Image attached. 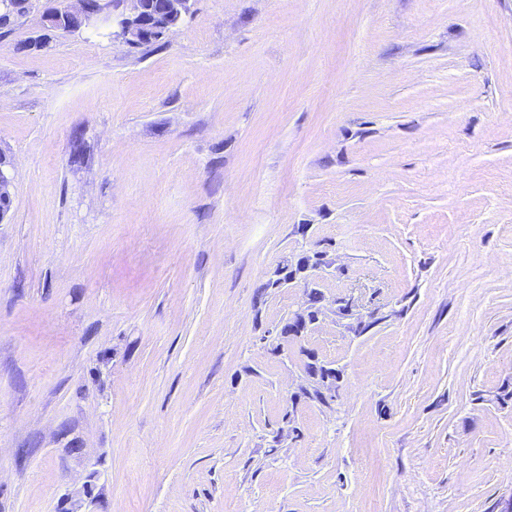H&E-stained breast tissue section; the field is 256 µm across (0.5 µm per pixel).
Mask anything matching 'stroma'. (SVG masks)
Returning a JSON list of instances; mask_svg holds the SVG:
<instances>
[{"mask_svg":"<svg viewBox=\"0 0 512 512\" xmlns=\"http://www.w3.org/2000/svg\"><path fill=\"white\" fill-rule=\"evenodd\" d=\"M0 26V512H499L512 499V0H193ZM307 233H300V226ZM321 246L329 316L256 291ZM342 372L271 441L305 352ZM128 12L115 15L117 36L129 45L148 43L152 32L162 24L177 26L190 10L191 0H126ZM97 462L90 463V471L87 476V481L83 485V496L84 498H76V496L70 492H65L59 498V501L63 503L68 512H96L95 506L99 503V493L96 495L94 491L97 487L96 482L98 480L99 471L97 470Z\"/></svg>","mask_w":512,"mask_h":512,"instance_id":"obj_1","label":"stroma"}]
</instances>
